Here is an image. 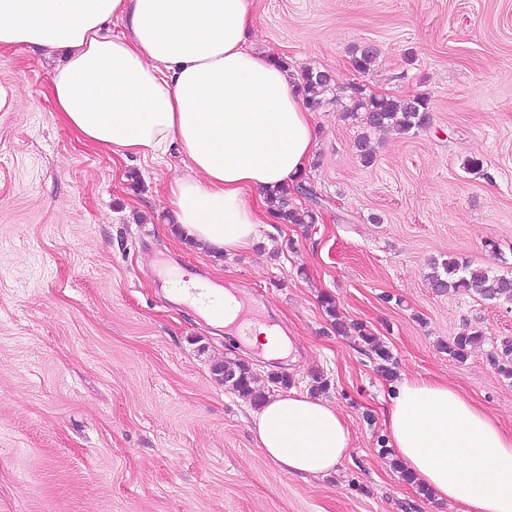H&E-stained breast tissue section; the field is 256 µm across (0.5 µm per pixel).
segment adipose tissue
<instances>
[{"mask_svg":"<svg viewBox=\"0 0 512 512\" xmlns=\"http://www.w3.org/2000/svg\"><path fill=\"white\" fill-rule=\"evenodd\" d=\"M253 11L254 0H0V50L63 52L51 98L84 142L143 160L180 146L184 171L166 185L177 223L201 247L234 253L266 223L265 193L296 180L315 141L288 73L247 46ZM245 331L265 357L289 355L278 327L251 320ZM252 423L288 473H330L351 450L343 413L305 394L269 398ZM384 424L436 499L512 512V433L459 389L403 380Z\"/></svg>","mask_w":512,"mask_h":512,"instance_id":"1","label":"adipose tissue"}]
</instances>
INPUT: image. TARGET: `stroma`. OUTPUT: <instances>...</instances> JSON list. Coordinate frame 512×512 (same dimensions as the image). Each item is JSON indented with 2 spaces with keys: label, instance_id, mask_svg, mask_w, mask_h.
Returning <instances> with one entry per match:
<instances>
[{
  "label": "stroma",
  "instance_id": "stroma-1",
  "mask_svg": "<svg viewBox=\"0 0 512 512\" xmlns=\"http://www.w3.org/2000/svg\"><path fill=\"white\" fill-rule=\"evenodd\" d=\"M248 42L379 97L431 100L428 127L373 133L314 113L315 146L291 203L312 224L264 225L245 252L212 256L173 230L157 161L79 139L50 96L56 59L5 53L0 88V512H457L402 477L384 414L397 378L445 380L512 432V378L491 361L512 343V304L439 293L433 264L512 276V0H256ZM379 56L359 74L352 54ZM479 162V170L468 167ZM203 268L248 287L256 320L293 357L268 359L215 329L169 280ZM331 297L352 330L337 334ZM397 362L386 377L355 326ZM485 334L464 361L445 345ZM248 362L265 395L312 393L346 416L335 472L289 475L260 450L252 402L213 374Z\"/></svg>",
  "mask_w": 512,
  "mask_h": 512
}]
</instances>
